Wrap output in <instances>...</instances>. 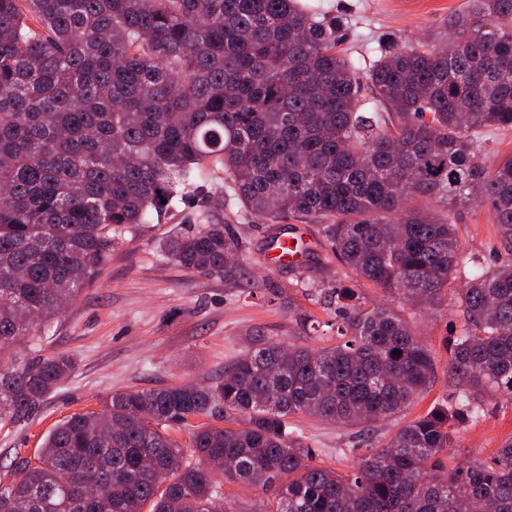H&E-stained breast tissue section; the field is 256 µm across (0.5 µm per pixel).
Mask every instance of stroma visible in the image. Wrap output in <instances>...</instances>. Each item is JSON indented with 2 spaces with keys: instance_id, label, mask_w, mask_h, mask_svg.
<instances>
[{
  "instance_id": "stroma-1",
  "label": "stroma",
  "mask_w": 512,
  "mask_h": 512,
  "mask_svg": "<svg viewBox=\"0 0 512 512\" xmlns=\"http://www.w3.org/2000/svg\"><path fill=\"white\" fill-rule=\"evenodd\" d=\"M321 14L343 20L339 48L359 74H366L383 44L415 41L440 30L472 0H306ZM185 199L173 201L147 224L129 229L95 283L85 287L30 342L41 354L71 356L76 368L29 424L0 428V470L34 459L48 430L65 416L99 409L102 397L119 390L155 389L178 384H211L247 349L257 331L284 344L335 345L333 323L340 316L325 295L350 274L331 252L318 224H269L243 215L229 204L224 168L204 167ZM468 257L481 266L501 262L497 232L488 207L450 212ZM201 224L223 225L244 253L242 276L228 280L177 265L164 252L168 235ZM297 232L310 248L297 265L269 267L265 257L275 234ZM465 276L449 290V307L429 312L388 298L380 288L356 279L366 304L386 303L413 325L436 362L433 386L399 416L368 426H345L312 417L293 424L307 437L318 464L342 472L355 462L351 449L388 440L405 423L435 403L452 398L457 380L448 366L449 350L464 318L455 300ZM481 418L457 434L452 465L465 466L493 456L512 438V404L482 391Z\"/></svg>"
}]
</instances>
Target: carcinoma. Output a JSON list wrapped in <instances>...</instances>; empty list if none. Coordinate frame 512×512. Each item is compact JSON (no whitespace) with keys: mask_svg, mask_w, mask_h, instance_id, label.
<instances>
[{"mask_svg":"<svg viewBox=\"0 0 512 512\" xmlns=\"http://www.w3.org/2000/svg\"><path fill=\"white\" fill-rule=\"evenodd\" d=\"M474 2L423 43L383 46L368 116L341 21L301 0H0V424L31 421L75 370L68 355L14 350L210 160L244 213L323 225L344 266L401 301L438 309L469 260L424 198L489 206L511 257L512 156L486 167L480 135L512 127V0ZM230 252L241 247L222 224L166 243L179 266L234 279ZM331 297L344 342L250 336L219 381L119 391L68 415L35 462L0 474V512H231L212 459L261 491L256 512H512V439L463 469L442 458L480 418L473 390L512 403V261L473 272L458 295L451 402L347 473L316 464L288 418L396 416L433 385L435 362L352 282ZM199 416L237 427L195 428L191 461L167 429Z\"/></svg>","mask_w":512,"mask_h":512,"instance_id":"carcinoma-1","label":"carcinoma"}]
</instances>
